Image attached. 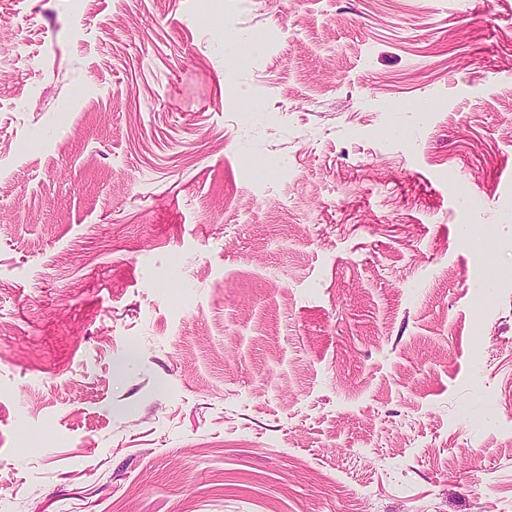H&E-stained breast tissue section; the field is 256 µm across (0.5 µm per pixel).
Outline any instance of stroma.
Returning <instances> with one entry per match:
<instances>
[{"mask_svg":"<svg viewBox=\"0 0 512 512\" xmlns=\"http://www.w3.org/2000/svg\"><path fill=\"white\" fill-rule=\"evenodd\" d=\"M0 512H512V0H0Z\"/></svg>","mask_w":512,"mask_h":512,"instance_id":"1","label":"stroma"}]
</instances>
